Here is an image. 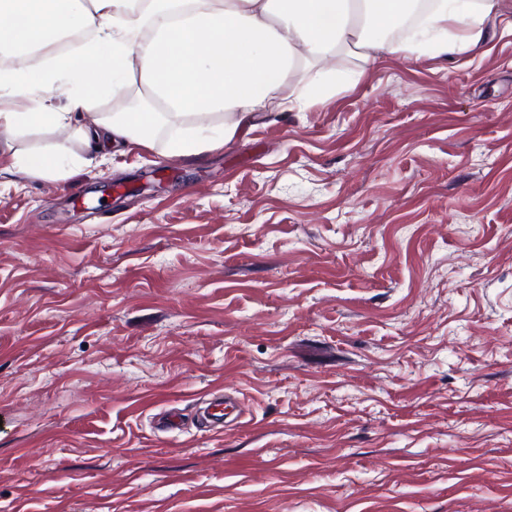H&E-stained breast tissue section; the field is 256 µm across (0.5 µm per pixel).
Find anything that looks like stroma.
<instances>
[{
	"label": "stroma",
	"instance_id": "obj_1",
	"mask_svg": "<svg viewBox=\"0 0 512 512\" xmlns=\"http://www.w3.org/2000/svg\"><path fill=\"white\" fill-rule=\"evenodd\" d=\"M195 159L0 177V512H512V0Z\"/></svg>",
	"mask_w": 512,
	"mask_h": 512
}]
</instances>
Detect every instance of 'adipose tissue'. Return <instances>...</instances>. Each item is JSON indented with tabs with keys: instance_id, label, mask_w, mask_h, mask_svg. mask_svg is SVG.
Returning <instances> with one entry per match:
<instances>
[{
	"instance_id": "1",
	"label": "adipose tissue",
	"mask_w": 512,
	"mask_h": 512,
	"mask_svg": "<svg viewBox=\"0 0 512 512\" xmlns=\"http://www.w3.org/2000/svg\"><path fill=\"white\" fill-rule=\"evenodd\" d=\"M418 0H0V53L26 58L82 32L75 50L47 66L0 72V149L5 170L31 178L60 175L66 162L97 165L114 147H148L174 127L170 156L223 146L257 122L304 111L335 97V77L298 83V68L341 51L459 55L486 40L499 0H439L413 37L388 33ZM458 36H449V28ZM137 94L160 111L135 108L87 118L95 101ZM67 132L93 151L69 157L65 145L15 148L22 134Z\"/></svg>"
}]
</instances>
